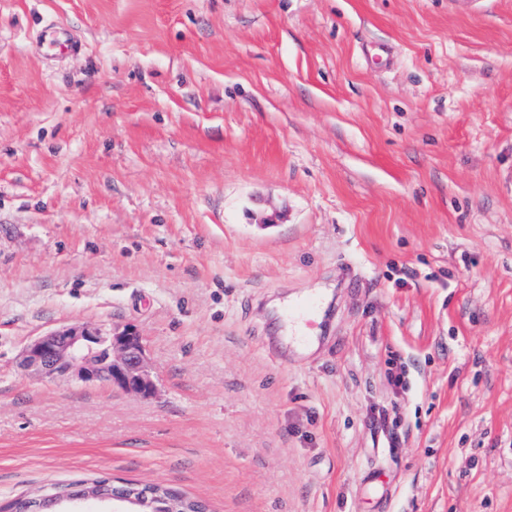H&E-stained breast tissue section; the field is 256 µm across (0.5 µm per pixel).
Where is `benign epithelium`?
Here are the masks:
<instances>
[{
    "label": "benign epithelium",
    "mask_w": 512,
    "mask_h": 512,
    "mask_svg": "<svg viewBox=\"0 0 512 512\" xmlns=\"http://www.w3.org/2000/svg\"><path fill=\"white\" fill-rule=\"evenodd\" d=\"M20 366L43 379L77 378L147 397L154 382L142 339L125 329L104 334L90 326H64L33 339ZM110 504L112 512H206L201 501L185 503L155 484H127L105 478L59 491L43 488L13 501V512H66L64 504Z\"/></svg>",
    "instance_id": "benign-epithelium-1"
}]
</instances>
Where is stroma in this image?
<instances>
[{
    "label": "stroma",
    "mask_w": 512,
    "mask_h": 512,
    "mask_svg": "<svg viewBox=\"0 0 512 512\" xmlns=\"http://www.w3.org/2000/svg\"><path fill=\"white\" fill-rule=\"evenodd\" d=\"M72 325L154 393L19 368ZM99 477L512 512V0H0V499Z\"/></svg>",
    "instance_id": "1"
}]
</instances>
